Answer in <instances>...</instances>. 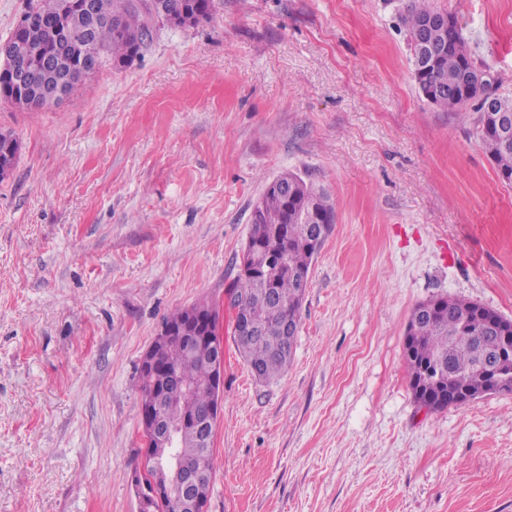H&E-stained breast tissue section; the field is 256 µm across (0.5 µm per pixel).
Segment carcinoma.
Returning <instances> with one entry per match:
<instances>
[{
	"instance_id": "1",
	"label": "carcinoma",
	"mask_w": 512,
	"mask_h": 512,
	"mask_svg": "<svg viewBox=\"0 0 512 512\" xmlns=\"http://www.w3.org/2000/svg\"><path fill=\"white\" fill-rule=\"evenodd\" d=\"M63 0H36L24 14L35 23L27 30V40L47 49L53 43V26L63 22ZM96 11L104 20L94 32L87 35L78 29L74 46L59 49L45 70L43 88L51 90L64 86L66 93L107 64L119 69L141 54L153 39L154 20L168 23L165 16L152 14L147 0H93ZM169 13H180L186 8L190 14L182 22L193 27L210 19L213 0H161ZM431 13L424 0H408L400 13L413 60H418V49L425 36L423 20ZM443 46L435 61L439 90L429 91L431 77L414 75L419 92L431 104L461 111L469 103L477 102L476 136L497 176L512 184V125L508 134L486 121L485 100L468 93L465 76L480 78L485 84L484 94L492 97L504 109L512 110V99L498 93V78L488 66H478L472 58L461 30L435 36ZM31 95L16 92L6 79L0 78V102L29 112ZM19 154L18 140L8 132H0V180L13 170ZM280 179L288 181V191L271 188L255 205L249 229L247 246L257 252L274 253L278 266L269 271L262 261L254 264L253 274L238 278L239 291L234 304L235 323L261 325L250 332L235 330L234 336L240 354L260 382H269L281 376L291 363L296 337L285 338L280 328L285 322L298 325L300 310L309 284L310 268L315 253L311 240L320 231V225L299 217L315 202L324 204L329 220L326 232H331L335 212L327 196L301 177L285 173ZM217 320L214 309L202 302L172 313L165 325L180 328L190 318ZM501 319L497 312L473 301L457 296L442 297L418 304L407 322L405 360L410 387L416 402L431 411H440L458 402L448 398L462 393L470 400L490 393L493 373L481 366L478 351L495 355L503 347L502 334L491 331L489 324ZM160 367L180 374L195 386L192 401L182 404L178 412L168 411L172 394L164 392L159 374L140 368L139 381L142 404L159 414L162 423L178 426L177 453L186 459L206 456L205 429L196 422L198 412L214 400L213 347L210 341L200 339L187 344L180 335L168 338L162 346Z\"/></svg>"
}]
</instances>
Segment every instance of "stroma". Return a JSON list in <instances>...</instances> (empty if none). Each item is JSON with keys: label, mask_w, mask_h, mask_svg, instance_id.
Masks as SVG:
<instances>
[{"label": "stroma", "mask_w": 512, "mask_h": 512, "mask_svg": "<svg viewBox=\"0 0 512 512\" xmlns=\"http://www.w3.org/2000/svg\"><path fill=\"white\" fill-rule=\"evenodd\" d=\"M405 0H214L37 112L0 104V512H139L138 369L175 310L218 308L224 406L207 512H512V393L415 401L413 308L512 320V185L478 114L419 94ZM512 97V0H426ZM335 224L293 360L258 382L224 293L269 182ZM19 154L18 140L9 132H0V180L13 170Z\"/></svg>", "instance_id": "1"}]
</instances>
